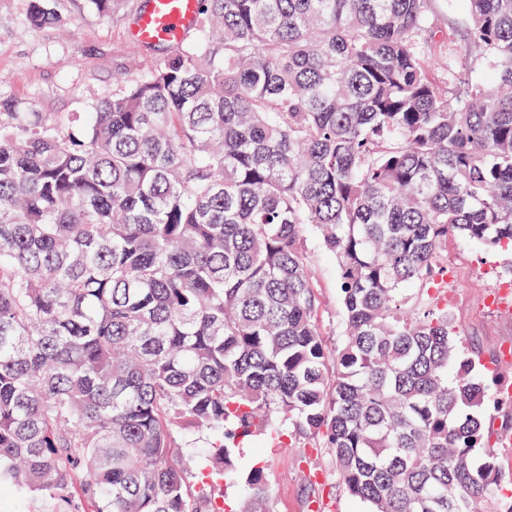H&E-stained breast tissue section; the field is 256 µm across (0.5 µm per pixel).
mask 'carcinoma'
<instances>
[{"label":"carcinoma","mask_w":512,"mask_h":512,"mask_svg":"<svg viewBox=\"0 0 512 512\" xmlns=\"http://www.w3.org/2000/svg\"><path fill=\"white\" fill-rule=\"evenodd\" d=\"M465 2L461 39L432 0H202L79 128L0 102V485L35 512H202L188 426L247 512L273 488L241 445L308 435L367 512H512L434 294L448 239L512 251V0ZM311 231L339 269L333 350Z\"/></svg>","instance_id":"1"}]
</instances>
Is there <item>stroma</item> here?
Wrapping results in <instances>:
<instances>
[{"mask_svg": "<svg viewBox=\"0 0 512 512\" xmlns=\"http://www.w3.org/2000/svg\"><path fill=\"white\" fill-rule=\"evenodd\" d=\"M145 0H131L128 9L102 16L85 0H60L68 34L56 28L37 29L26 20L28 0H0V99L15 102L21 112H51L84 120L95 105L110 97L117 80L137 73L150 52L129 36L130 24ZM309 264L318 297L316 320L328 346L341 340V305L335 256L316 238L308 240ZM512 253L487 250L463 238L448 242L446 292L448 309L463 333L460 350L494 363L486 419L497 465L508 478L505 496H512V404L499 402L502 387L512 385V358L502 359L501 346L512 339V312L492 309L484 300L498 284ZM261 461L273 485L272 512H366L364 504L342 490L330 454L316 438L297 448H270L264 440L241 449L240 464Z\"/></svg>", "mask_w": 512, "mask_h": 512, "instance_id": "1", "label": "stroma"}]
</instances>
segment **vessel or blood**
I'll return each instance as SVG.
<instances>
[{
  "label": "vessel or blood",
  "mask_w": 512,
  "mask_h": 512,
  "mask_svg": "<svg viewBox=\"0 0 512 512\" xmlns=\"http://www.w3.org/2000/svg\"><path fill=\"white\" fill-rule=\"evenodd\" d=\"M200 0H149L134 17L129 31L142 44L177 42L196 27Z\"/></svg>",
  "instance_id": "vessel-or-blood-1"
}]
</instances>
